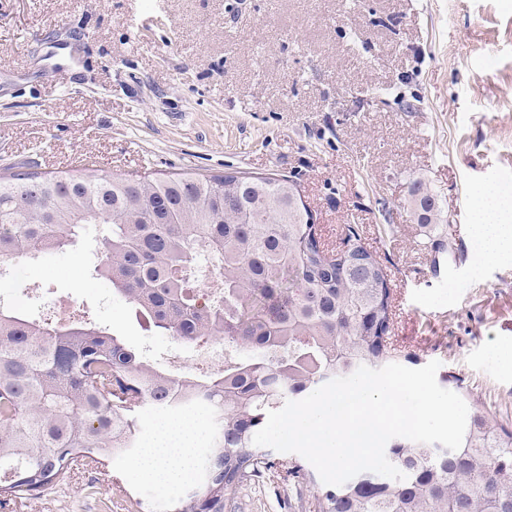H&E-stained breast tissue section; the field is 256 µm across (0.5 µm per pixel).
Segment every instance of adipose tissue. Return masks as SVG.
<instances>
[{"label": "adipose tissue", "mask_w": 512, "mask_h": 512, "mask_svg": "<svg viewBox=\"0 0 512 512\" xmlns=\"http://www.w3.org/2000/svg\"><path fill=\"white\" fill-rule=\"evenodd\" d=\"M474 229L482 241L483 260L512 259V224L494 202H487L478 210ZM191 445V429L184 424L172 425L159 436L155 446L145 450L137 467L160 484H171L189 467Z\"/></svg>", "instance_id": "adipose-tissue-1"}]
</instances>
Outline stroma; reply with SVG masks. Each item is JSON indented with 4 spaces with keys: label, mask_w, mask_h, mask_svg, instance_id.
Segmentation results:
<instances>
[{
    "label": "stroma",
    "mask_w": 512,
    "mask_h": 512,
    "mask_svg": "<svg viewBox=\"0 0 512 512\" xmlns=\"http://www.w3.org/2000/svg\"><path fill=\"white\" fill-rule=\"evenodd\" d=\"M26 162L297 175L325 243L359 225L385 268L390 345L440 361L441 387L512 429V369L493 358L512 345V260L475 265L473 236L457 234L476 191L512 179V0H0V168ZM415 179L458 271H435L407 203ZM105 230L30 264L38 305L79 301L158 368L216 373L196 344L173 356L95 279ZM317 491L261 473L224 512H310ZM183 492L118 458L0 512H167Z\"/></svg>",
    "instance_id": "stroma-1"
}]
</instances>
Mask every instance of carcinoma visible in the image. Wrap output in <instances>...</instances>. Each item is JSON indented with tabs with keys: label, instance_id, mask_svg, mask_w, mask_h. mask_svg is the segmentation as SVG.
Masks as SVG:
<instances>
[{
	"label": "carcinoma",
	"instance_id": "1",
	"mask_svg": "<svg viewBox=\"0 0 512 512\" xmlns=\"http://www.w3.org/2000/svg\"><path fill=\"white\" fill-rule=\"evenodd\" d=\"M296 193L286 175L0 172V264L63 252L85 225L108 224L95 278L149 329L186 342L221 336L225 350L220 375L178 378L99 323L49 327L0 308V500L36 499L80 462L127 454L140 408H167L176 394L206 399L217 424L203 478L176 512H224L265 471L307 480L301 460L253 444L267 411L398 356L381 343L389 286L359 225H344V249L328 256ZM408 203L419 223H443L422 181ZM207 275L220 282L209 298L197 289ZM387 454L406 479L362 472L325 485L314 512H512V430L482 412L456 451L396 438Z\"/></svg>",
	"mask_w": 512,
	"mask_h": 512
}]
</instances>
